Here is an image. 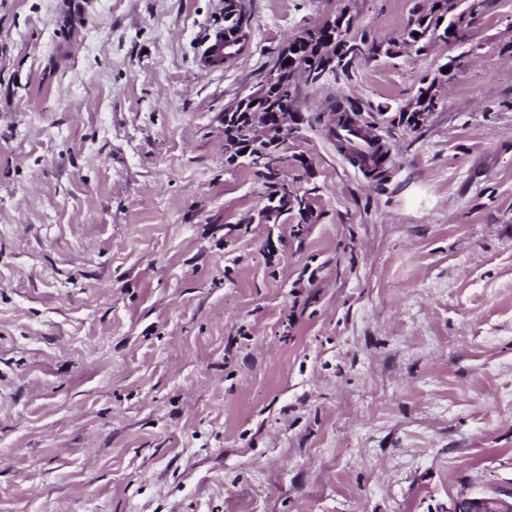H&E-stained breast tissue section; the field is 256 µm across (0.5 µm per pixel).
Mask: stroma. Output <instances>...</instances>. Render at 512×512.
Segmentation results:
<instances>
[{
    "instance_id": "stroma-1",
    "label": "stroma",
    "mask_w": 512,
    "mask_h": 512,
    "mask_svg": "<svg viewBox=\"0 0 512 512\" xmlns=\"http://www.w3.org/2000/svg\"><path fill=\"white\" fill-rule=\"evenodd\" d=\"M426 0H0V512H448L512 489V0L464 37L298 83L266 222L224 107L349 7ZM436 108L391 124L422 82ZM379 182L326 126L341 94ZM234 31L219 30L215 33L213 40L206 44L198 59V66L201 71L220 66L224 63V38L231 39ZM346 102L348 103L347 107H344L341 101H336L335 104L330 106L329 112L334 114L336 118L329 131L332 136L336 138L337 146L340 151L347 150L351 157L359 162L361 167L367 169L369 173H373L375 176H382L386 171L385 166L391 160L389 148L375 139H368L370 151L369 154H364L352 148L347 141L337 137V128L353 126L363 129L362 125L358 124V117H360L359 108L349 98L346 99Z\"/></svg>"
}]
</instances>
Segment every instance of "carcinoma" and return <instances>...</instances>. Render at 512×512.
Instances as JSON below:
<instances>
[{
    "mask_svg": "<svg viewBox=\"0 0 512 512\" xmlns=\"http://www.w3.org/2000/svg\"><path fill=\"white\" fill-rule=\"evenodd\" d=\"M455 0H433L426 8L415 10V19L411 20L406 31L397 41L387 43L385 54L396 56L400 50L415 46L424 41L432 43L451 40H459L463 37L464 20L466 12L455 13ZM339 16L346 18L344 26H336V33L329 32V28L316 26L306 28L288 41V54L277 55L272 69L277 71V79L268 85V89L258 95H248L239 98L227 105L225 110L231 112V116L224 119V144L232 151L228 162L236 163V159L242 158L247 165L256 169V175L263 180V184L270 189L267 194L269 207L281 215L293 208H298V213L303 221L313 217L310 198L307 194L298 195L288 190V181L280 178V173L260 163L258 147L263 145L264 134L250 123V115L254 112H289L295 101V79L289 73L290 67H302L312 69L319 66L314 49L309 44L316 40H325L336 37V49H341L348 40L355 38L351 34V18L347 17V9L343 8ZM244 11L242 0H237L234 10L224 16V27L236 30L235 44H244L246 32L243 30ZM435 84L418 88L415 96V112H432L435 109ZM348 106H343L338 101L330 106V112L335 115L330 133L336 134V129L346 126L359 127V108L351 99H346ZM340 150L348 152L351 157L360 163V166L368 172L381 176L385 172V166L390 162V149L377 140H369V153L364 154L352 148L349 143L341 138L336 139Z\"/></svg>",
    "mask_w": 512,
    "mask_h": 512,
    "instance_id": "cac0c4a2",
    "label": "carcinoma"
}]
</instances>
